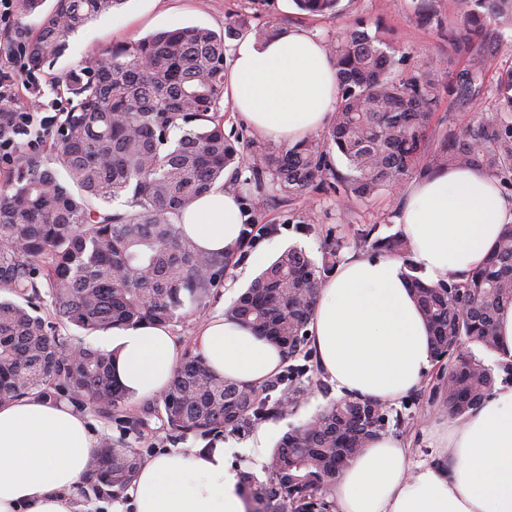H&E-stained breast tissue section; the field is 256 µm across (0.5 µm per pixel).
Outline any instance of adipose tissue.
Returning a JSON list of instances; mask_svg holds the SVG:
<instances>
[{
  "label": "adipose tissue",
  "instance_id": "ef3b65f1",
  "mask_svg": "<svg viewBox=\"0 0 512 512\" xmlns=\"http://www.w3.org/2000/svg\"><path fill=\"white\" fill-rule=\"evenodd\" d=\"M337 80L325 46L305 31L239 40L228 59L224 99L261 136L295 143L325 129ZM252 216L237 195L210 189L184 208L177 224L201 249L221 252ZM397 221L413 263L435 281L478 268L512 202L475 167L417 176ZM309 345L338 394L391 403L416 389L434 361L428 326L397 258L352 256L320 288L307 326ZM206 365L238 384L261 386L284 364L280 347L216 315L194 337ZM118 379L150 399L169 385L178 349L169 328L113 329ZM450 450L448 464L407 475V450L379 436L337 479L336 512H512V386L498 388L459 422L432 432ZM95 449L86 417L48 395L0 404V512H72ZM125 494L134 512H246L224 446L185 448L144 459Z\"/></svg>",
  "mask_w": 512,
  "mask_h": 512
}]
</instances>
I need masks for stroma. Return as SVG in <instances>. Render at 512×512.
<instances>
[{"label": "stroma", "instance_id": "obj_1", "mask_svg": "<svg viewBox=\"0 0 512 512\" xmlns=\"http://www.w3.org/2000/svg\"><path fill=\"white\" fill-rule=\"evenodd\" d=\"M418 0H340L335 18L311 17L296 5H284L283 0H127L118 11L103 14L80 27L69 39L68 48L56 64L37 71L40 96L21 92L19 101L39 111L56 113L65 109L67 97L53 88L54 79L78 66L91 52L103 51L113 43L138 40L160 30L184 26H200L223 32L227 22L245 17L250 29L268 27L298 28L330 44L337 34L350 27L358 18H365L378 27L382 38L394 49V57L404 69L418 71L428 64H440V79H447L446 66L452 51L448 45L447 28L421 25L416 19ZM486 58V92L479 97L441 101L433 121L437 132L448 127H463L476 116L493 112L496 97L491 89L499 71L512 67V29L490 25L483 45ZM408 181L384 191L369 201L345 196L332 186L310 191L291 200L283 199L272 186H265L255 196L257 203L252 215L257 224L272 227L273 232L248 248L245 255L234 256L224 274V282L206 304L189 317L171 326L180 348L192 345L199 324L210 315L224 313L248 286L251 279L282 250L296 246L313 259H320L326 236L341 237L345 243L343 255L357 253L359 230L376 226L378 235L400 233L396 217L405 198ZM304 210L307 225L292 224L288 213ZM440 366H433L417 389L390 406L398 421L389 425L388 435L401 438L409 446L411 465L430 463L438 453L431 448L428 432L432 424L447 422L441 409L442 392L437 379ZM302 394L297 404L281 415L266 419L269 444H276L291 428L309 420L336 397V390L321 370L310 372L300 383ZM90 428L97 441H110L135 448L147 458L180 447L201 448L205 441L190 437L175 440L168 434L145 432L143 435L123 431L118 421L89 413Z\"/></svg>", "mask_w": 512, "mask_h": 512}]
</instances>
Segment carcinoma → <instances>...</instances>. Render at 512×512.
I'll return each mask as SVG.
<instances>
[{"instance_id":"carcinoma-1","label":"carcinoma","mask_w":512,"mask_h":512,"mask_svg":"<svg viewBox=\"0 0 512 512\" xmlns=\"http://www.w3.org/2000/svg\"><path fill=\"white\" fill-rule=\"evenodd\" d=\"M338 0H297L315 16L335 14ZM125 0H55L34 32L21 25L33 70L60 58L70 36ZM448 44L465 66L438 78V65L404 77L369 23L357 21L329 51L339 93L329 127L294 145H256L253 177L298 197L328 178L344 193L370 200L416 170L479 167L512 186V69L496 83L501 106L441 137L429 135L443 96H477L486 67L480 42L488 25L512 29V0H452ZM418 22L441 24L433 0H420ZM225 38L202 27L156 32L113 45L57 80L71 100L48 160L19 150L0 193V402L39 393L62 394L105 418L141 432L151 419L185 439L239 431L279 414L297 396L284 385L307 374L306 327L324 279L344 243L326 241L321 261L290 248L258 274L225 317L279 346L289 362L259 389L241 386L185 351L165 392L132 412V394L118 381L114 353L73 344L38 314L50 297L62 324L89 333L143 324L171 326L202 306L224 281L231 255L203 251L174 218L211 189L241 176L242 157L224 132ZM176 130L181 136L171 142ZM346 163L339 172L333 155ZM120 201L123 208L111 204ZM360 230L357 246L402 258L401 235ZM427 321L437 361L448 364L441 399L448 417L462 419L495 389L493 369L467 350L477 343L499 351V312L512 304V223L504 225L487 263L463 276L427 283L407 275ZM303 359L298 364L296 360ZM386 405L360 398L334 400L286 433L270 455L268 478H245L247 512H333L336 477L380 435ZM139 464L129 446L96 449L83 485L117 496Z\"/></svg>"}]
</instances>
